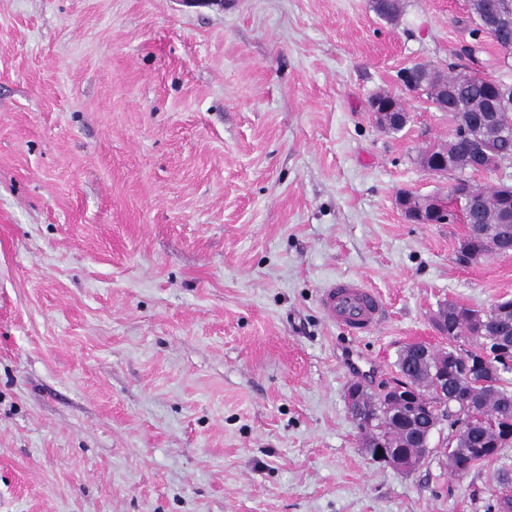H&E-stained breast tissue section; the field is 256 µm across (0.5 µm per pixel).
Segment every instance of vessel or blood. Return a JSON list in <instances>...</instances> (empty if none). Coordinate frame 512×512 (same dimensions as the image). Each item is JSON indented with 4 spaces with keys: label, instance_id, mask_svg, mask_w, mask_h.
I'll list each match as a JSON object with an SVG mask.
<instances>
[{
    "label": "vessel or blood",
    "instance_id": "1",
    "mask_svg": "<svg viewBox=\"0 0 512 512\" xmlns=\"http://www.w3.org/2000/svg\"><path fill=\"white\" fill-rule=\"evenodd\" d=\"M320 306L329 322L355 335L374 330L385 318L382 297L355 278L342 277L323 288Z\"/></svg>",
    "mask_w": 512,
    "mask_h": 512
}]
</instances>
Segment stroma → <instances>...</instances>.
I'll return each instance as SVG.
<instances>
[{
    "instance_id": "stroma-1",
    "label": "stroma",
    "mask_w": 512,
    "mask_h": 512,
    "mask_svg": "<svg viewBox=\"0 0 512 512\" xmlns=\"http://www.w3.org/2000/svg\"><path fill=\"white\" fill-rule=\"evenodd\" d=\"M0 0V512H497L512 447L470 472L451 430L405 473L352 420L346 347H447L434 313L512 299V255L468 263L466 224L406 191L447 113L404 68L512 82L470 0ZM402 101L380 128L371 100ZM353 277L387 306L358 336L318 297ZM407 198L408 196L406 194H401L398 197L397 202L399 207L408 215L411 221L420 224H440L447 220V215L444 221L439 220V217L445 212V210L442 205L439 204L438 200L431 198L425 199L418 208L408 212V208L406 206Z\"/></svg>"
}]
</instances>
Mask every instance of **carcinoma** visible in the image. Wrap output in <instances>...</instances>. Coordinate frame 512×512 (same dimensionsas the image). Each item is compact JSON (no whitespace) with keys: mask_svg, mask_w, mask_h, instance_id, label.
<instances>
[{"mask_svg":"<svg viewBox=\"0 0 512 512\" xmlns=\"http://www.w3.org/2000/svg\"><path fill=\"white\" fill-rule=\"evenodd\" d=\"M373 9L380 17L393 20L401 12V0H373ZM472 9L475 32H491L497 44L512 54V0H473ZM426 85L434 91L432 103L435 108H448V116L453 121L460 113L468 118L466 125L456 128L455 135L448 141L435 149L423 150L420 161L443 155L450 171L476 172L475 150L478 147L491 150L501 160L512 161V96L505 98L501 95L500 81L470 73L448 75L433 68L427 75ZM460 191L479 203L474 214L479 234L467 237L463 246L483 255L499 252L502 207L512 197V185L502 183L486 191L462 179ZM505 323L512 325V316L504 314L488 318L486 329L492 335L486 337V341L492 349L496 343H501L505 351L486 355L484 359L497 361L507 357L512 360L509 336L500 334L499 330ZM452 352L451 347L446 351H433L428 359L412 364L407 350H402L398 368L404 383L418 389L422 397L434 398L435 380L442 370L452 367ZM368 400L370 414L363 426L365 447L374 448L382 443L387 448L417 451L420 437L432 427L430 419L422 416L410 420L399 410L379 403L374 394L368 395ZM466 400L472 401L475 412L489 424L476 426L464 439L450 441L452 449L448 451V465L454 472L468 471L487 460L490 451L512 445L506 433V427L512 423V381L504 378L499 389L477 392L473 385L448 374V402Z\"/></svg>","mask_w":512,"mask_h":512,"instance_id":"cac0c4a2","label":"carcinoma"}]
</instances>
